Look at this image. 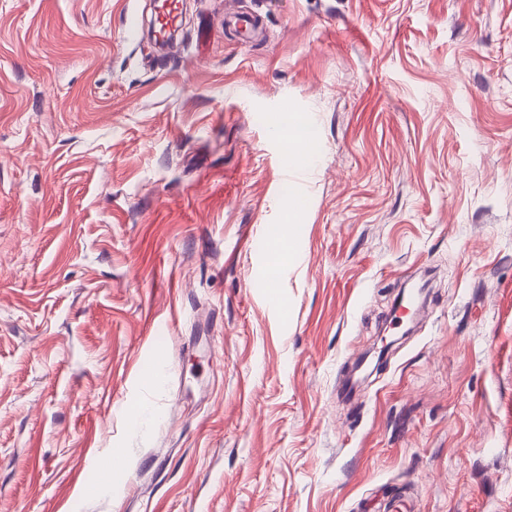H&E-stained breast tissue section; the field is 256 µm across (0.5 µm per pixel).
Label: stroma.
Instances as JSON below:
<instances>
[{
	"instance_id": "35a3bbf8",
	"label": "stroma",
	"mask_w": 512,
	"mask_h": 512,
	"mask_svg": "<svg viewBox=\"0 0 512 512\" xmlns=\"http://www.w3.org/2000/svg\"><path fill=\"white\" fill-rule=\"evenodd\" d=\"M159 3L0 0V512H512V0ZM155 14L153 31L155 39L162 44L170 43L172 35L182 24V0H162ZM276 134L285 139L294 153L301 156L308 153L311 156V144L315 140V129L311 121L298 124H288V127H277Z\"/></svg>"
}]
</instances>
